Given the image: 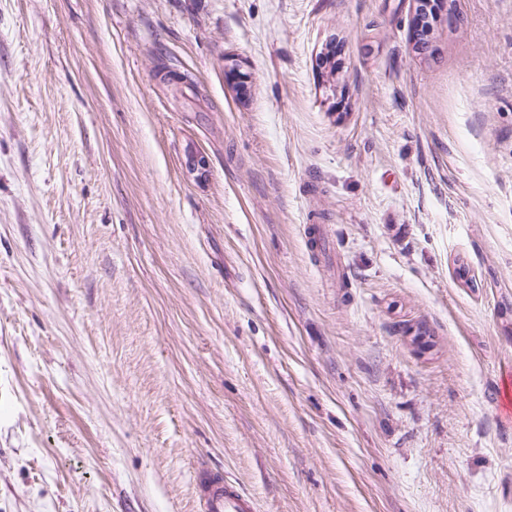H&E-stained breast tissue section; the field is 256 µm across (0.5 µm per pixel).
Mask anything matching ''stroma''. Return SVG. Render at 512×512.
<instances>
[{
  "label": "stroma",
  "mask_w": 512,
  "mask_h": 512,
  "mask_svg": "<svg viewBox=\"0 0 512 512\" xmlns=\"http://www.w3.org/2000/svg\"><path fill=\"white\" fill-rule=\"evenodd\" d=\"M446 2L0 0V512H512V0ZM416 7L414 14L410 22V40L417 46V42L425 23L431 21V19L439 18V10L444 6L445 0H414ZM428 31V27H425L424 32ZM195 486L206 512H255L253 499L219 471H199Z\"/></svg>",
  "instance_id": "1"
}]
</instances>
